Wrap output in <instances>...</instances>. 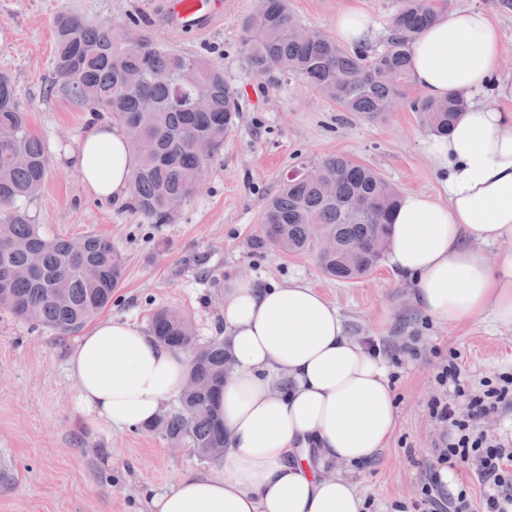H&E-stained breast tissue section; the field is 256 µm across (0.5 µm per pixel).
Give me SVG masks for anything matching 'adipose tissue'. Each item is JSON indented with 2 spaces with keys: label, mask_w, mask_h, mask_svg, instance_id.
Returning <instances> with one entry per match:
<instances>
[{
  "label": "adipose tissue",
  "mask_w": 512,
  "mask_h": 512,
  "mask_svg": "<svg viewBox=\"0 0 512 512\" xmlns=\"http://www.w3.org/2000/svg\"><path fill=\"white\" fill-rule=\"evenodd\" d=\"M335 34L359 49L374 23L350 5ZM501 55L498 26L475 8L439 14L409 45L425 96L468 98L451 133L424 142L441 194H402L386 248L413 305L439 324L489 315L512 325V256L492 264L484 252L512 241V79L496 73ZM66 159L94 195H129L138 159L110 123L90 122ZM220 335L231 357L215 402L224 455L152 494L151 512H362L352 475L397 424L387 359L350 339L336 306L300 279L227 280ZM66 364L74 413L128 430L157 419L191 372L181 350L112 316L76 338Z\"/></svg>",
  "instance_id": "adipose-tissue-1"
}]
</instances>
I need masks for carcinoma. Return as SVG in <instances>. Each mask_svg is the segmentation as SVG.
Segmentation results:
<instances>
[{
	"mask_svg": "<svg viewBox=\"0 0 512 512\" xmlns=\"http://www.w3.org/2000/svg\"><path fill=\"white\" fill-rule=\"evenodd\" d=\"M440 8L439 0H400L383 49L374 52L348 50L327 34L304 41L294 33L297 22L286 0H259L242 22L245 62L256 78L278 70L310 83L340 111L377 120L403 99L410 80L408 45ZM55 36L52 85L84 106L112 114L140 159L132 183L134 208L155 224L170 222L195 193L198 170L235 127L239 92L204 58L121 38L112 26L76 14L56 18ZM184 73L192 78L189 91L206 99L205 110L174 104ZM145 100L153 102L152 110H143ZM410 106L427 132L443 136L456 124L465 99L418 97ZM48 162L11 79L1 75L0 309L67 336L112 303L124 263L111 240L94 234L83 236L79 248L70 239L46 238L17 206L40 190ZM312 168L309 176L283 180L267 199L261 232L249 248L299 254L313 249L318 238L330 237L336 249L319 255L324 272L341 281L359 279L384 255L398 193L374 169L344 156ZM151 330L178 349L197 344L192 322L177 310L156 311ZM229 361L224 341L202 346L178 404L144 431L200 450L224 447V425L213 400Z\"/></svg>",
	"mask_w": 512,
	"mask_h": 512,
	"instance_id": "obj_1",
	"label": "carcinoma"
}]
</instances>
